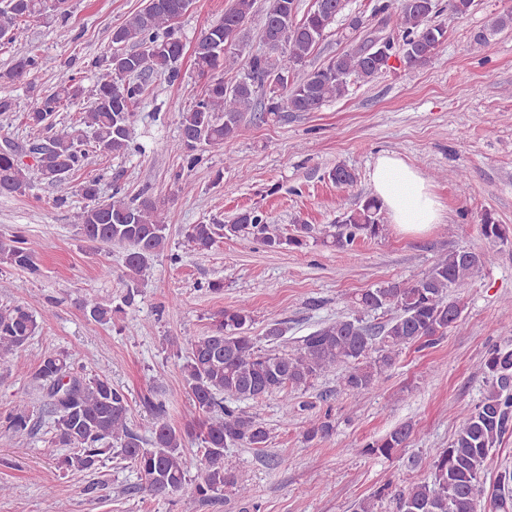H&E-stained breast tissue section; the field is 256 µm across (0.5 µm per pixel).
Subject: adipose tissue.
<instances>
[{"label": "adipose tissue", "mask_w": 512, "mask_h": 512, "mask_svg": "<svg viewBox=\"0 0 512 512\" xmlns=\"http://www.w3.org/2000/svg\"><path fill=\"white\" fill-rule=\"evenodd\" d=\"M370 181L391 224L400 232L421 234L442 222L443 205L427 179L397 154H380Z\"/></svg>", "instance_id": "1"}]
</instances>
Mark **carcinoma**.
<instances>
[{
	"label": "carcinoma",
	"mask_w": 512,
	"mask_h": 512,
	"mask_svg": "<svg viewBox=\"0 0 512 512\" xmlns=\"http://www.w3.org/2000/svg\"><path fill=\"white\" fill-rule=\"evenodd\" d=\"M65 0H3L0 6V39L13 48L11 67L0 73V82L29 83L38 70L55 67L56 60L39 56L29 48L22 22L54 12L66 17ZM474 0H448V21L466 15ZM192 0H148L142 10L130 15L112 30V53L92 61L94 85L70 77L52 92L37 99L24 116L37 136L30 153L40 179L55 191L54 202H66L74 192L73 175L81 169L86 150L75 129H56L53 116L85 97L90 105L81 120L94 130L96 148L113 156L132 148L131 114L145 88L139 78L150 74L180 77L178 61L184 44L175 27ZM255 0H235L224 19L201 32L194 48L199 73L208 77L202 95L178 113L182 169L192 172L208 149H221L237 136L249 112L261 108L266 117L282 112H316L325 103L339 99L355 82L368 83L385 70L384 52L392 45L383 35L366 39L359 48L337 53L324 65L305 71L320 41L343 8V0H314L299 20L296 0H268L262 28L263 48L247 56L245 76L233 85L224 83L228 47L227 31L243 27L253 12ZM435 0H376L373 17L388 20L398 12L401 29V64H427L442 47L448 26L435 23ZM338 187L353 185L355 171L338 164L328 172ZM33 188L18 146L0 150V196H24ZM88 205L73 213L77 234L93 245L125 248L120 303L112 305L94 296L81 299L79 307L95 323L110 324L117 314L137 305L142 277L150 261L168 246L166 202L141 196L136 203L112 195L99 199L98 182L91 178L79 187ZM386 230L381 205L368 197L342 213L330 229L300 222L285 234L257 210L240 212L230 224L214 216L209 222L182 228L187 243L197 251L211 248L226 236L243 244H261L276 250L306 248L319 243L348 250L360 239H376ZM481 234L491 243L512 239V228L499 224L487 213L481 219ZM43 245L23 234L0 241V263L17 267L34 278L42 275L37 263ZM485 263L484 255L466 248L436 259L419 277L384 281L375 288L346 297L348 315L323 323L305 336L294 350L264 349L250 335L252 318L240 303L213 317L206 334L188 340V353L181 366L184 387L198 420L175 428L166 419L165 402L155 392L143 398L152 413L149 436L130 426L128 394L105 375L88 377L74 368L71 354L41 356L32 372L53 419L52 443L72 448L64 457L68 470L92 471L103 455L116 447L122 458L140 474L139 490L151 497L172 499L186 492L201 501L212 500L234 487L241 496L245 488L224 463V451L232 446L264 448L269 430L257 413L240 406H257L275 392L305 390L320 377L344 368L341 386L350 396L365 394L377 386L410 345L429 348L455 326L465 310L462 302ZM381 311L389 318L378 325L365 324V316ZM39 331L37 316L15 305L0 308V366L14 360ZM482 370L486 389L480 401L463 418L448 447L433 463L430 482H412L395 495L396 512H509L512 508V471L500 473L496 493L489 504L481 500V478L494 448L512 428V348L494 345L487 351ZM33 413L26 404L0 414V423L22 438L33 434ZM329 413L310 419L303 432L307 442L333 435ZM412 426L401 425L365 445L369 455L389 458L407 446ZM197 446L195 463L184 457L187 442ZM196 473H191V470Z\"/></svg>",
	"instance_id": "cac0c4a2"
}]
</instances>
